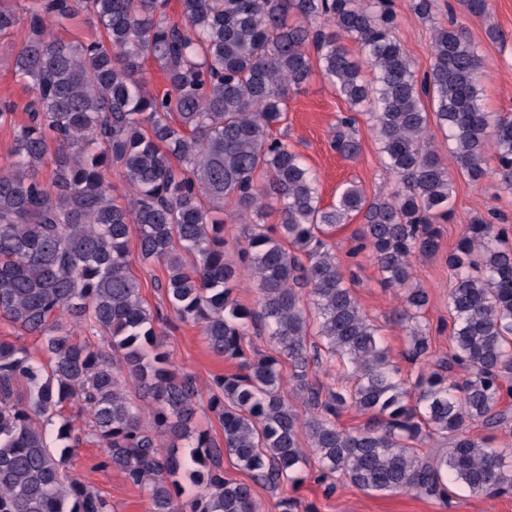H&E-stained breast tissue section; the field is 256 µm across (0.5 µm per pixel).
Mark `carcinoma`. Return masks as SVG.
Wrapping results in <instances>:
<instances>
[{"label": "carcinoma", "mask_w": 512, "mask_h": 512, "mask_svg": "<svg viewBox=\"0 0 512 512\" xmlns=\"http://www.w3.org/2000/svg\"><path fill=\"white\" fill-rule=\"evenodd\" d=\"M15 76L37 108L0 170V320L37 334L47 360L0 341V512H111L72 473L71 449H103L145 491L150 512H257L252 485L296 484L314 459L330 496L339 475L365 492L446 500L512 492V245L507 228L465 225L448 256L453 319L448 357L403 376L345 276L360 255L398 294L407 359H426L428 291L412 282L415 259L437 253L453 183L429 145L430 123L452 144L473 184L496 175L512 192V116L483 109L482 56L465 27L435 32L423 80L393 35L392 0H36ZM91 16L105 39L64 41L49 25ZM351 40L360 57H351ZM316 58H311L309 47ZM169 84L149 89L143 62ZM351 106L366 105L395 188L367 200L348 183L322 205L316 175L273 134L288 94L314 73ZM355 119L337 122L334 147L357 154ZM55 166L46 184L39 173ZM129 189L112 199L104 171ZM244 224L224 236V203ZM273 202L280 223H262ZM364 213L341 260L327 234ZM137 233L138 250L130 239ZM166 266L170 312L200 325L235 371L209 380L224 444L197 425L195 380L158 351L159 312L144 305L135 260ZM248 278L256 307L238 300ZM267 331L258 354L250 329ZM82 328L104 345L74 339ZM334 369L323 383L310 365ZM366 416L345 430L339 416ZM481 425L491 434L475 439ZM187 442L189 458L174 448ZM439 449L425 454L430 445ZM251 483L216 471L221 453ZM203 492L183 503L179 475Z\"/></svg>", "instance_id": "cac0c4a2"}]
</instances>
